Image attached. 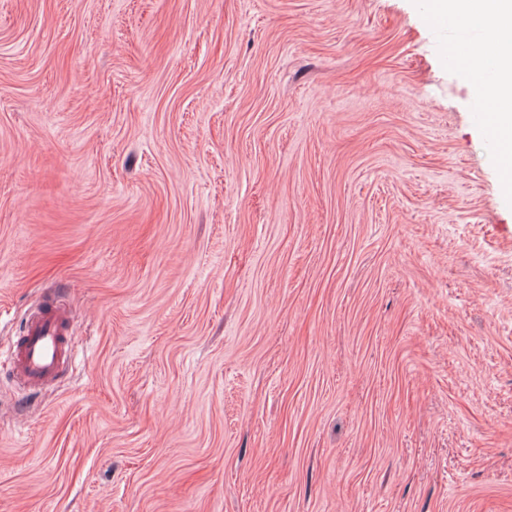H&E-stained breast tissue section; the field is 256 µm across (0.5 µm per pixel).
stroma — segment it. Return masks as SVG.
<instances>
[{"label": "stroma", "mask_w": 512, "mask_h": 512, "mask_svg": "<svg viewBox=\"0 0 512 512\" xmlns=\"http://www.w3.org/2000/svg\"><path fill=\"white\" fill-rule=\"evenodd\" d=\"M432 0H0V512H512V197ZM70 340L71 318L64 304L49 300L32 311L23 335L8 355L17 385L36 392L56 382L72 354Z\"/></svg>", "instance_id": "35a3bbf8"}]
</instances>
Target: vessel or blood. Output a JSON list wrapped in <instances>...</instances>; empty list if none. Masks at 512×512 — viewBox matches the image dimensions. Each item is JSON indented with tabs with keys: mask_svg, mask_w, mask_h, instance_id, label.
Masks as SVG:
<instances>
[{
	"mask_svg": "<svg viewBox=\"0 0 512 512\" xmlns=\"http://www.w3.org/2000/svg\"><path fill=\"white\" fill-rule=\"evenodd\" d=\"M71 353L70 313L64 304L48 301L29 314L23 335L9 353L11 375L23 389L43 390L62 376Z\"/></svg>",
	"mask_w": 512,
	"mask_h": 512,
	"instance_id": "1",
	"label": "vessel or blood"
}]
</instances>
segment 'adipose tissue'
<instances>
[{"label": "adipose tissue", "instance_id": "1", "mask_svg": "<svg viewBox=\"0 0 512 512\" xmlns=\"http://www.w3.org/2000/svg\"><path fill=\"white\" fill-rule=\"evenodd\" d=\"M437 11L463 28L480 27L481 38L462 51L476 81L506 164H512V0H435Z\"/></svg>", "mask_w": 512, "mask_h": 512}]
</instances>
